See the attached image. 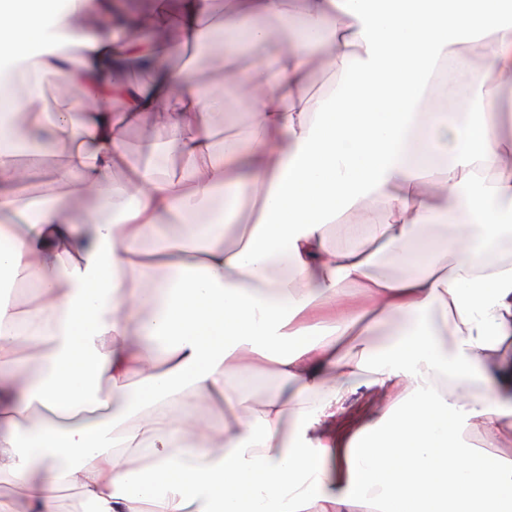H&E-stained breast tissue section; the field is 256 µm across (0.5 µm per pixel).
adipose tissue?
Masks as SVG:
<instances>
[{"mask_svg": "<svg viewBox=\"0 0 512 512\" xmlns=\"http://www.w3.org/2000/svg\"><path fill=\"white\" fill-rule=\"evenodd\" d=\"M111 5L0 0V90L27 72L82 89L53 106L35 84L0 99V268L25 293L0 295V476L25 494L0 512H55L64 491L73 512H504L512 458L458 439L485 422L512 445V0H301L290 43L265 24L287 20L284 0H238L220 25L210 0H183L176 31L123 43L80 23ZM325 34L340 87L312 105L305 49ZM219 38L268 73L258 96L251 73L234 75L261 134L247 150L210 130L223 88L163 68L147 87L114 76L115 62ZM468 42L486 75L469 71ZM460 86L480 121L424 110ZM148 113L168 135L147 152L178 154L181 171L143 168L115 194L123 131ZM46 127L74 143L60 181L111 221L25 195L18 144ZM226 187L227 206L254 202L238 245L216 206ZM366 197L384 223L342 224L353 244L330 249V225ZM439 217L466 227L438 244ZM381 254L391 273L375 272ZM386 325L396 337L376 349ZM22 340L50 343L42 374L22 366ZM265 370L286 389L254 409L244 385ZM362 381L381 400L351 424ZM131 396L145 409L132 426L112 409Z\"/></svg>", "mask_w": 512, "mask_h": 512, "instance_id": "ef3b65f1", "label": "adipose tissue"}]
</instances>
